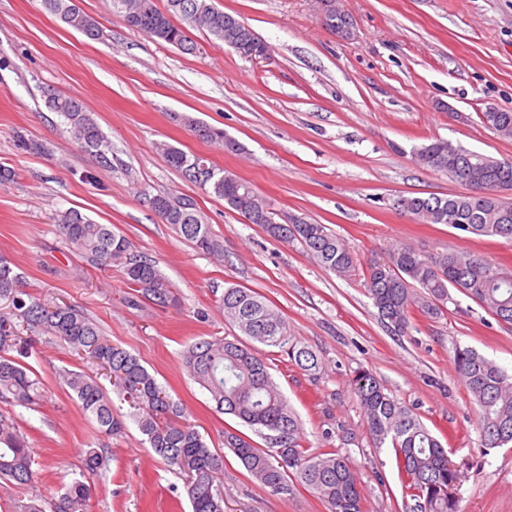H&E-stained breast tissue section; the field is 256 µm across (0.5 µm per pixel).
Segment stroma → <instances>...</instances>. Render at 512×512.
<instances>
[{
	"label": "stroma",
	"mask_w": 512,
	"mask_h": 512,
	"mask_svg": "<svg viewBox=\"0 0 512 512\" xmlns=\"http://www.w3.org/2000/svg\"><path fill=\"white\" fill-rule=\"evenodd\" d=\"M271 48L269 59L241 58L196 29L194 54L147 37L113 14L111 0H78L100 28L90 39L46 12L41 0H0V255L27 292L83 310L112 343L137 356L211 447L239 420L215 412L182 366L196 340L236 335L221 298L235 285L263 295L293 336L318 356L314 372L277 361L272 374L304 429L309 452L335 448L360 479L365 512H410L393 449L375 447L349 380L373 371L413 409L462 473L459 512H512V448L483 450L474 406L452 364L470 347L512 371V324L497 321L459 292L437 317L414 314L403 333L381 322L365 288L367 265L395 242L424 253L468 250L512 271V241L464 236L444 224L399 214L392 198L448 196L463 188L416 165L413 147L448 139L512 158V139L488 129V108H512V0H336L353 22L345 39L325 29L319 0H214ZM80 98L112 142V166H99L67 132L48 95ZM191 116L224 129L242 149L199 140ZM42 144L17 148L13 132ZM207 157L248 181L277 220L327 225L355 251L348 277L325 271L297 241L273 240L222 199L186 182L159 144ZM92 174L86 182L84 174ZM195 198L222 255L193 249L150 211L145 195ZM76 209L124 235L156 262L180 297L177 307L133 302L120 265L98 269L70 247L54 217ZM29 362L41 381L32 408L15 406L34 450L38 480H0V512L60 495L81 477L88 448L107 447L108 464L82 476L92 487L86 512H189L183 480L148 448L134 421L106 438L60 385L65 370L94 373L82 356L40 341ZM225 512H328L295 485L274 495L224 455Z\"/></svg>",
	"instance_id": "obj_1"
}]
</instances>
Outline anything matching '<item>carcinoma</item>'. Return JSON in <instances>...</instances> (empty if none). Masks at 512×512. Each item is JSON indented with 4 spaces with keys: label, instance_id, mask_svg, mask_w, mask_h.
<instances>
[{
    "label": "carcinoma",
    "instance_id": "obj_1",
    "mask_svg": "<svg viewBox=\"0 0 512 512\" xmlns=\"http://www.w3.org/2000/svg\"><path fill=\"white\" fill-rule=\"evenodd\" d=\"M322 2L327 30L338 35L351 26L334 0ZM42 5L87 37L99 35L97 22L75 0H42ZM112 12L129 27L184 53L197 50L190 36L192 29L209 31L246 59L262 52L263 40L242 31L237 18L217 9L213 0H167L163 11L155 0H112ZM46 105L64 118L71 137L94 153L100 166L112 167V143L80 99L50 94ZM495 116L491 130L512 138V109L499 108ZM183 121L203 141L223 146L228 142L220 129L192 117ZM161 149L168 165L186 181L224 200L229 209L248 223L260 225L272 238L300 241L324 269L339 277L356 270L357 256L326 225L302 218L280 223L267 200L235 173L165 143ZM412 158L422 167L444 173H448V159H458L460 171L449 173V177L464 186L466 193L399 196L393 200L394 210L418 223L445 224L467 236L512 240V202L503 196L512 191V158L499 164L494 157L447 139L413 148ZM161 197L165 200L162 208L153 203L152 196L146 197V202L162 223L172 225L196 249L208 254L221 250L194 198L164 193ZM59 229L90 265L122 264L127 285L144 300L158 306L177 303L155 262L133 253L129 241L111 225L68 210L60 215ZM20 279L13 263L0 256V299L12 307V316H0V402L24 408L38 404L40 379L27 362L33 334L83 353L106 372L113 391L133 409L130 417L154 453L183 477L192 512H224L220 489L224 458L182 418L180 403L134 355L103 336L83 311L40 301L20 288ZM365 286L379 314L398 332L409 327L415 311L428 316L441 313L451 288L478 303L497 321L512 324V273L470 251L426 255L407 244H395L369 263ZM222 305L225 321L249 341L237 336L197 340L183 353L184 368L207 391L217 412L235 417L268 444L260 448L245 433L226 430L224 447L256 482L275 495L291 493L294 479L311 489L328 512H364V496L353 463L335 450L316 455L307 452L302 423L270 373L269 358L278 353L287 355L303 371L319 369L317 355L292 336L279 312L258 292L229 286L224 289ZM14 318L30 335H19ZM259 344L267 351L259 352ZM453 364L475 405L480 446H512V374L470 347L457 348ZM62 379L101 434L110 438L125 432L112 398L96 377L68 370ZM350 387L376 447L395 451L398 468L415 501L412 512H458L456 490L461 474L439 439L409 406L386 393L371 371H355ZM106 461L105 449L91 448L83 458V469L96 473ZM34 463L32 448L17 420L1 413L0 479L28 484L36 477ZM91 492L90 484L75 480L58 499L45 504L32 501L23 512H86Z\"/></svg>",
    "mask_w": 512,
    "mask_h": 512
}]
</instances>
